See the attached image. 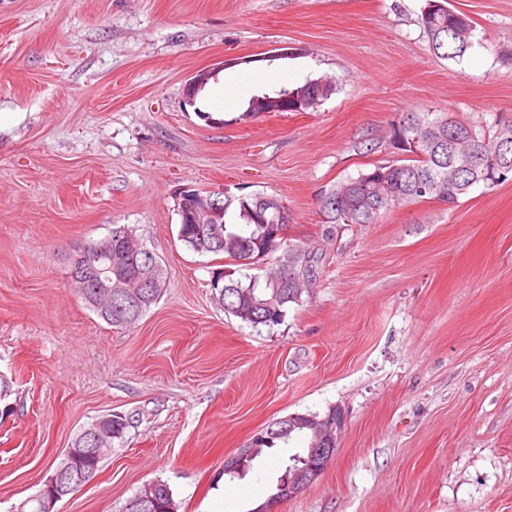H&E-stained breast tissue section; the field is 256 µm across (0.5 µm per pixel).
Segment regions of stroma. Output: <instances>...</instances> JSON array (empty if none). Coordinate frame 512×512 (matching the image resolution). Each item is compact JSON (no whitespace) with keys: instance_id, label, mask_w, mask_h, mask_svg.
Instances as JSON below:
<instances>
[{"instance_id":"1","label":"stroma","mask_w":512,"mask_h":512,"mask_svg":"<svg viewBox=\"0 0 512 512\" xmlns=\"http://www.w3.org/2000/svg\"><path fill=\"white\" fill-rule=\"evenodd\" d=\"M448 2L476 26L457 62L420 31L425 0H0V512L111 413L131 426L59 512H123L153 480L179 512H252L306 442L240 478L225 457L289 414L332 409L333 460L279 512H512V181L330 240L320 212L323 190L394 159L400 113L512 121V0ZM201 69L215 76L191 105ZM261 70L336 91L240 121ZM186 188L287 205V238L316 271L281 324L213 300L225 260L178 240ZM116 224L166 275L127 328L68 283L74 247Z\"/></svg>"}]
</instances>
